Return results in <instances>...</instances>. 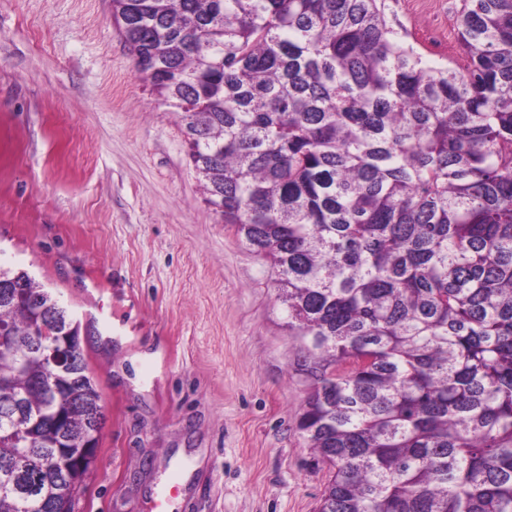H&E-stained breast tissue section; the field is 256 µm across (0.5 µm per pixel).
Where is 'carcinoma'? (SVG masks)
I'll list each match as a JSON object with an SVG mask.
<instances>
[{
    "label": "carcinoma",
    "mask_w": 512,
    "mask_h": 512,
    "mask_svg": "<svg viewBox=\"0 0 512 512\" xmlns=\"http://www.w3.org/2000/svg\"><path fill=\"white\" fill-rule=\"evenodd\" d=\"M182 122L206 203L266 259L313 384L318 512H512V0H462L466 58L405 44L384 0H112ZM0 512H45L101 393L51 289L0 266ZM45 337L44 349L33 337Z\"/></svg>",
    "instance_id": "cac0c4a2"
}]
</instances>
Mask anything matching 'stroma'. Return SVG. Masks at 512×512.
Segmentation results:
<instances>
[{
  "mask_svg": "<svg viewBox=\"0 0 512 512\" xmlns=\"http://www.w3.org/2000/svg\"><path fill=\"white\" fill-rule=\"evenodd\" d=\"M461 0H385L425 58L460 64ZM0 265L81 323L105 402L84 512H317L311 388L269 263L208 208L181 126L137 72L111 0H0Z\"/></svg>",
  "mask_w": 512,
  "mask_h": 512,
  "instance_id": "35a3bbf8",
  "label": "stroma"
}]
</instances>
